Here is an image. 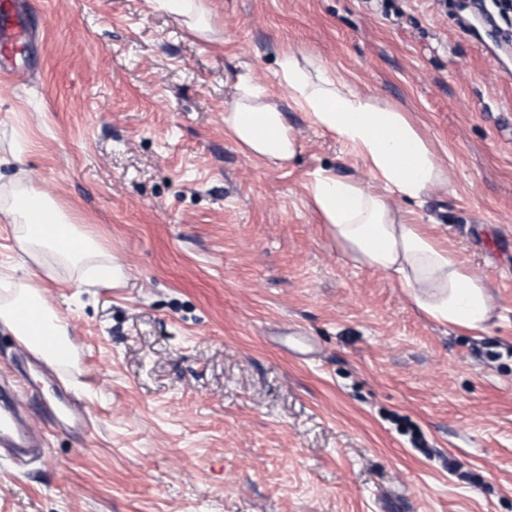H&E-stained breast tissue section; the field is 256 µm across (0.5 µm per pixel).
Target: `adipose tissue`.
<instances>
[{
    "instance_id": "1",
    "label": "adipose tissue",
    "mask_w": 512,
    "mask_h": 512,
    "mask_svg": "<svg viewBox=\"0 0 512 512\" xmlns=\"http://www.w3.org/2000/svg\"><path fill=\"white\" fill-rule=\"evenodd\" d=\"M152 7L181 20L209 39L212 12L205 0H150ZM277 77L318 129L336 134L351 154L366 162L370 181L330 170L317 172L307 186L326 235L344 259L357 267L392 274L432 320L469 333L484 331L493 312L487 287L473 279L447 239L432 225L417 223L403 202L437 189L445 169L427 137L406 113L373 103L328 68L282 51ZM224 132L249 158L283 165L297 152V138L264 87L244 88L224 110ZM0 222L11 225L19 248L39 267L77 274L80 282L112 285L124 268L94 237L46 193L11 189L0 196ZM36 313L56 348H69L66 318L41 287L29 280H0V322L29 347L35 346L22 313Z\"/></svg>"
}]
</instances>
